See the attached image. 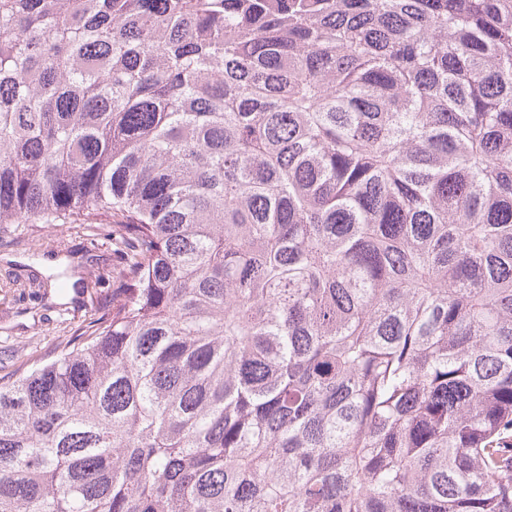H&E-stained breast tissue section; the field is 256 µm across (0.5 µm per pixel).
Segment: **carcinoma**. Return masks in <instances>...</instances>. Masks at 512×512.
<instances>
[{
  "label": "carcinoma",
  "instance_id": "obj_1",
  "mask_svg": "<svg viewBox=\"0 0 512 512\" xmlns=\"http://www.w3.org/2000/svg\"><path fill=\"white\" fill-rule=\"evenodd\" d=\"M98 215L0 512H512V0H0V226Z\"/></svg>",
  "mask_w": 512,
  "mask_h": 512
}]
</instances>
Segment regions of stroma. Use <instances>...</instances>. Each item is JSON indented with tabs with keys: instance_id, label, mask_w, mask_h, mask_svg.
Here are the masks:
<instances>
[{
	"instance_id": "1",
	"label": "stroma",
	"mask_w": 512,
	"mask_h": 512,
	"mask_svg": "<svg viewBox=\"0 0 512 512\" xmlns=\"http://www.w3.org/2000/svg\"><path fill=\"white\" fill-rule=\"evenodd\" d=\"M120 280L108 226L10 224L0 230V358L52 355L101 311Z\"/></svg>"
}]
</instances>
